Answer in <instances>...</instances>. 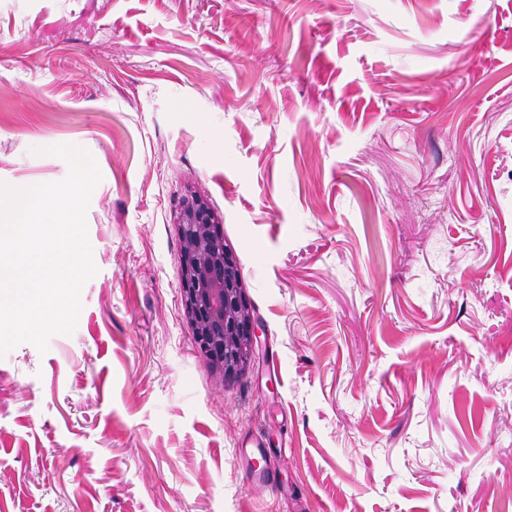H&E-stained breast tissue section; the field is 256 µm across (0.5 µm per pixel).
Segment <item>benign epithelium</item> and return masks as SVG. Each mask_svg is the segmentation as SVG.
Listing matches in <instances>:
<instances>
[{"label": "benign epithelium", "instance_id": "benign-epithelium-1", "mask_svg": "<svg viewBox=\"0 0 512 512\" xmlns=\"http://www.w3.org/2000/svg\"><path fill=\"white\" fill-rule=\"evenodd\" d=\"M181 301L199 350L222 383L250 366L258 338L237 258L208 196L188 191L178 203Z\"/></svg>", "mask_w": 512, "mask_h": 512}]
</instances>
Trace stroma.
I'll return each mask as SVG.
<instances>
[{
    "mask_svg": "<svg viewBox=\"0 0 512 512\" xmlns=\"http://www.w3.org/2000/svg\"><path fill=\"white\" fill-rule=\"evenodd\" d=\"M60 144L98 272L0 357V512H512V0H0V183ZM190 187L258 319L225 385ZM181 301L199 350L224 384L250 366L258 338L237 258L224 243L222 221L205 194L189 190L178 203Z\"/></svg>",
    "mask_w": 512,
    "mask_h": 512,
    "instance_id": "stroma-1",
    "label": "stroma"
}]
</instances>
